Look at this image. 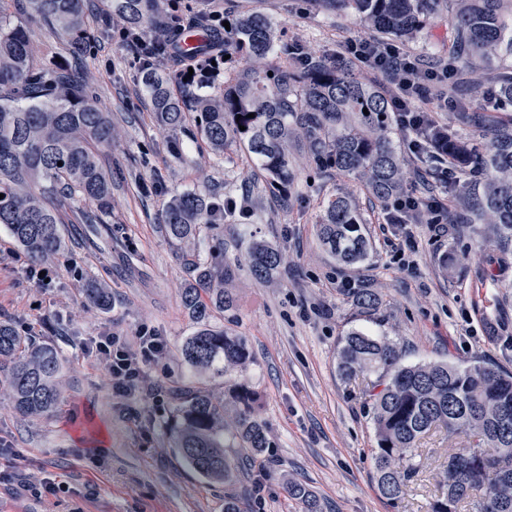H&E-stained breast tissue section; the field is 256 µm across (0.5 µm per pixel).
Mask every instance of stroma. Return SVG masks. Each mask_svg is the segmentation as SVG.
I'll list each match as a JSON object with an SVG mask.
<instances>
[{
  "instance_id": "35a3bbf8",
  "label": "stroma",
  "mask_w": 512,
  "mask_h": 512,
  "mask_svg": "<svg viewBox=\"0 0 512 512\" xmlns=\"http://www.w3.org/2000/svg\"><path fill=\"white\" fill-rule=\"evenodd\" d=\"M162 7L165 15L182 19L213 11L263 12L282 41L313 58L344 54L347 42L371 36L357 15L329 10L321 0H162ZM456 9V0H434L406 48L423 70L447 71L449 83L468 73L472 84L464 98H430L422 106L438 124L457 127L484 155L489 135L482 126L496 114L498 86L477 60L449 65ZM88 18L96 35L88 85L118 131L101 155L112 173L110 229L97 231L87 221L93 205L74 202L61 227L66 248L51 262L46 284L28 278L26 255L0 226V321L52 346L62 364L59 403L41 418L13 410L0 372V512H224L225 496L241 493L256 479L261 505L248 512H304L287 493L291 483L309 488L321 512H430L438 493L435 475L448 466L447 433L435 429L421 440L424 468L399 506H388L371 480L373 376L341 377L336 349L342 336L359 330L399 343L409 365L481 358L512 371V248L501 249L491 225L458 218L468 198L482 194V183L455 175V194L444 183H422L417 175L428 170V153L413 148L409 132L392 126L391 140L407 173L406 194H435L446 205L448 225L444 233L426 223L412 225L418 268L403 272L386 228L388 207L352 176L316 174L303 147L293 152L296 177L283 201L266 188L246 151L207 153L193 123L175 135L180 153L171 155L167 144L173 135L154 119L142 63L120 37L119 24L109 20L102 0H92ZM462 109L471 124H459ZM187 191L243 209L224 223V262L235 271L230 286L237 303L215 314L213 322L245 337L255 361L225 376L191 375L179 354L197 325L181 305L186 274L160 224L171 197ZM339 193L360 209L370 243L365 260L353 267L340 263L318 238L323 206ZM253 240L285 254L274 280L251 274L245 250ZM449 254L464 259L462 269L442 267L441 258ZM94 284L108 288L111 308L87 305ZM350 285L379 296L376 315L358 314L345 295ZM144 326L168 343L166 355L147 369L145 387L157 391L155 403L115 395L88 353L104 331L132 337ZM238 382L256 392L257 416L274 446L237 484L215 485L181 461L168 421L181 388L194 386L222 400ZM19 471L49 483L55 494L23 490L14 480Z\"/></svg>"
}]
</instances>
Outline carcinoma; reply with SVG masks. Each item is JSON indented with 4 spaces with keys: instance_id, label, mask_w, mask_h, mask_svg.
Masks as SVG:
<instances>
[{
    "instance_id": "obj_1",
    "label": "carcinoma",
    "mask_w": 512,
    "mask_h": 512,
    "mask_svg": "<svg viewBox=\"0 0 512 512\" xmlns=\"http://www.w3.org/2000/svg\"><path fill=\"white\" fill-rule=\"evenodd\" d=\"M31 22L50 25L76 59L73 68L34 65L30 30L0 15V224L29 256L32 264L60 255V225L76 199L92 203L103 215L112 211V174L99 159L112 144V115L86 87L85 50L94 37L87 23V0H28ZM110 18L160 44L183 25L162 15L159 0H108ZM358 15L367 29L409 38L426 21L429 0H326ZM499 0H463L452 21L457 41L448 49V64L474 55L488 62L497 52H512V30L500 18ZM230 29L206 36L185 51L179 70L165 76L145 69L142 83L158 121L175 133L193 114L197 133L221 154L242 145L252 154L273 193L294 182L291 148L304 143L310 165L323 173L339 171L364 182L371 195L390 203L404 192L406 172L390 137L392 97L378 85L360 80L354 63L337 56L320 57L296 69L254 67L224 82L219 95H201L205 79L188 75L200 57L220 50L261 62L273 55L291 58L297 48L281 42L276 25L258 11L224 17ZM501 96L512 99V70L493 69ZM254 117H249V114ZM245 130H240V127ZM489 159L478 161L470 142L453 128L433 124L421 137L431 158L458 173H478L485 180L477 206L481 219L496 226L503 243L512 242V121L490 129ZM224 204L201 192L171 198L161 230L180 248L187 274L181 303L197 324L180 348L195 375H218L246 368L254 360L247 340L210 324L214 311L235 308L224 283L232 276L222 261L204 260L191 247L200 226L218 231ZM354 201L338 195L327 201L319 222V239L337 260L362 262L369 243ZM253 276L262 281L285 263L279 249L262 241L248 246ZM348 299L365 315L379 310V299L367 288H350ZM338 372L351 378L376 375L370 391L376 448L373 482L388 505L405 498L421 465L417 443L430 430L443 428L453 438H480L475 447L459 448L439 480L440 493L431 512H459L479 493L476 512H512V372L480 360L467 366L444 362L401 363V350L386 338L351 331L337 346ZM0 369L8 372L9 397L23 417L51 412L59 402L62 369L56 352L20 336L0 322ZM256 393L245 383L232 391L231 402L198 390L179 397L170 436L190 469L214 484L232 485L256 457L273 447L266 427L255 416ZM305 512L319 504L302 485L290 486Z\"/></svg>"
}]
</instances>
